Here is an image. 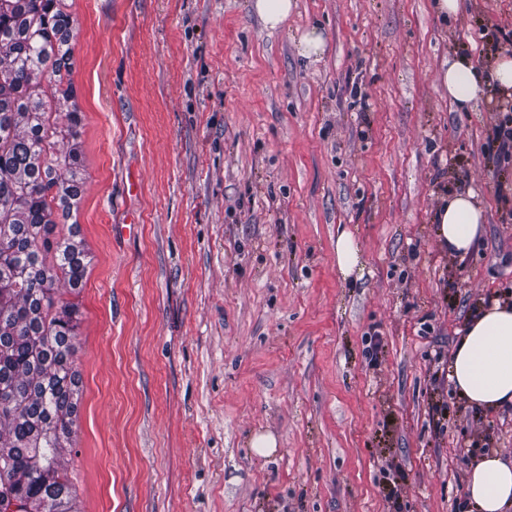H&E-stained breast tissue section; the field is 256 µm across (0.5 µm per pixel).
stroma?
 <instances>
[{
  "mask_svg": "<svg viewBox=\"0 0 512 512\" xmlns=\"http://www.w3.org/2000/svg\"><path fill=\"white\" fill-rule=\"evenodd\" d=\"M67 2L79 512H472L512 408L434 370L485 298L512 302V157L488 149L506 94L462 112L438 74L512 56V0H294L276 32L253 0ZM463 189L485 220L452 257L434 216ZM344 231L361 277L336 268ZM326 45L324 32L317 27L305 29L298 38L299 54L308 60H319L326 51Z\"/></svg>",
  "mask_w": 512,
  "mask_h": 512,
  "instance_id": "obj_1",
  "label": "stroma"
}]
</instances>
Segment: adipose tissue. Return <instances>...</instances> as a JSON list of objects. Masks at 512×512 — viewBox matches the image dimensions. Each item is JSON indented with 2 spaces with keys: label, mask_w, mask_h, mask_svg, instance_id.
<instances>
[{
  "label": "adipose tissue",
  "mask_w": 512,
  "mask_h": 512,
  "mask_svg": "<svg viewBox=\"0 0 512 512\" xmlns=\"http://www.w3.org/2000/svg\"><path fill=\"white\" fill-rule=\"evenodd\" d=\"M439 78L457 108L471 109L489 85L512 90V58H499L484 72L469 58L460 57ZM483 221L474 192H456L435 216L441 247L451 254H467ZM449 380L469 405L493 410L512 407V304L493 302L469 323L454 349ZM466 493L478 512H507L512 507V460L481 457L469 469Z\"/></svg>",
  "instance_id": "adipose-tissue-1"
}]
</instances>
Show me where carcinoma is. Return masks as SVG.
<instances>
[{
  "label": "carcinoma",
  "instance_id": "cac0c4a2",
  "mask_svg": "<svg viewBox=\"0 0 512 512\" xmlns=\"http://www.w3.org/2000/svg\"><path fill=\"white\" fill-rule=\"evenodd\" d=\"M73 26L65 0H0V512H72L76 502L59 457L74 425L68 359L80 309L57 292L83 287L88 270L70 242L78 225L54 219L81 199L83 160L56 149L83 128L76 108L56 122V101L73 94L59 78ZM49 64L58 80L45 88Z\"/></svg>",
  "mask_w": 512,
  "mask_h": 512
}]
</instances>
